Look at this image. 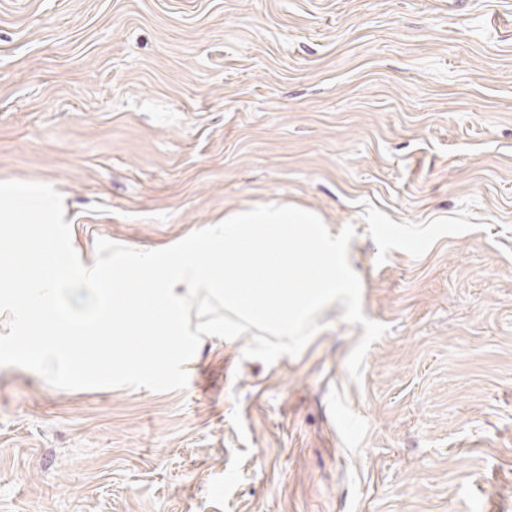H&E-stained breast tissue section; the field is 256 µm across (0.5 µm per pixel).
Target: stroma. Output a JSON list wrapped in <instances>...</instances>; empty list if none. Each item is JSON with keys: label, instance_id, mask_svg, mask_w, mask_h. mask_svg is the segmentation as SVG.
<instances>
[{"label": "stroma", "instance_id": "1", "mask_svg": "<svg viewBox=\"0 0 512 512\" xmlns=\"http://www.w3.org/2000/svg\"><path fill=\"white\" fill-rule=\"evenodd\" d=\"M74 248L277 202L353 226L364 334L204 337L184 390L0 366V512H512V0H0V179Z\"/></svg>", "mask_w": 512, "mask_h": 512}]
</instances>
